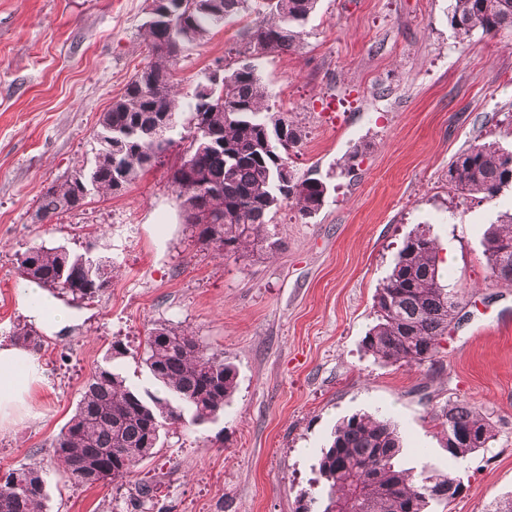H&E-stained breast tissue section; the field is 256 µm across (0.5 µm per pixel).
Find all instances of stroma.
I'll return each instance as SVG.
<instances>
[{
  "label": "stroma",
  "mask_w": 512,
  "mask_h": 512,
  "mask_svg": "<svg viewBox=\"0 0 512 512\" xmlns=\"http://www.w3.org/2000/svg\"><path fill=\"white\" fill-rule=\"evenodd\" d=\"M148 0H0V336L24 315L18 252L81 250L102 234L118 272L75 307L64 336L44 339L45 380L31 413L0 430V474L40 466L45 512H298L314 491L334 428L357 413L392 420L406 468L464 472L462 492L433 512H488L512 494V287L489 276L483 234L512 212V189L457 197L448 163L470 144L512 149V30L459 37L449 0H318L299 50L259 68L274 111L305 132L288 164L330 186L314 216L282 203L277 245L227 256L195 241L161 164L123 195H89L51 222L33 221L53 181L92 161L100 114L146 62ZM238 26L185 47L176 74L192 93ZM437 241L456 316L433 361L385 364L363 349L374 295L417 227ZM192 330L234 366L237 389L215 422L168 427L129 481L74 487L51 442L114 341L136 387L152 386L138 356L153 324ZM466 401L490 424L485 450L448 456L443 409ZM153 497L137 502L139 481Z\"/></svg>",
  "instance_id": "1"
}]
</instances>
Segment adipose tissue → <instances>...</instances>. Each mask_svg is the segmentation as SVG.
<instances>
[{
    "label": "adipose tissue",
    "instance_id": "adipose-tissue-1",
    "mask_svg": "<svg viewBox=\"0 0 512 512\" xmlns=\"http://www.w3.org/2000/svg\"><path fill=\"white\" fill-rule=\"evenodd\" d=\"M17 301L29 323L47 336L65 331L73 322L69 308L33 283H22ZM43 378L44 366L37 352L0 338V429L28 414L31 391Z\"/></svg>",
    "mask_w": 512,
    "mask_h": 512
}]
</instances>
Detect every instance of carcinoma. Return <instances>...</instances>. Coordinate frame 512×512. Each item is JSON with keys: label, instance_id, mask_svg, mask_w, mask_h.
<instances>
[{"label": "carcinoma", "instance_id": "cac0c4a2", "mask_svg": "<svg viewBox=\"0 0 512 512\" xmlns=\"http://www.w3.org/2000/svg\"><path fill=\"white\" fill-rule=\"evenodd\" d=\"M316 5L317 0H152L141 26L146 63L99 118L98 160L81 185L69 174L52 182L38 196L35 213L51 219L80 209L93 192L120 195L114 183L130 187L174 144L171 137L164 143L142 138L110 151L103 146L109 134L166 123L169 132L178 129L180 139L188 140L198 114L204 133L222 146L197 143L188 165L171 170V183L185 224L200 244L241 255L269 238V224L283 201L303 218L318 212L328 193L322 178L298 176L291 185L281 179L280 169L301 147L304 132L288 113H271L258 74L261 58L247 56L253 42L264 45L268 56L300 48L302 27ZM166 9L175 14L172 28L161 19ZM245 16L253 20L243 27L240 45L215 61L224 67V80L213 92L224 102L207 104L197 87L183 95L174 79L181 50L205 43L214 31ZM450 22L462 36L512 30V0H452ZM274 117L288 125L286 145L268 133ZM509 172L512 151L477 142L449 164L448 185L462 196L493 199ZM98 251L97 238L90 236L81 252L64 245L33 246L18 253L16 263L23 280L78 304L102 295L112 282L115 264ZM484 253L490 278L512 286V214L491 225ZM454 300L453 290L441 281L434 239L424 229L414 231L376 291V323L364 336L365 351L386 364L432 360L447 333ZM11 338L41 347L37 330L26 323L13 326ZM126 356V346L113 342L106 366L86 381L74 414L52 442L75 485L94 487L130 477L162 444L166 426L215 420L236 389L235 368L182 326L159 323L145 337L142 361L156 392L128 383L119 366ZM442 419L444 426L479 437L472 448H448L453 459L483 450L493 438L490 424L466 402L442 412ZM402 453L400 432L391 421L367 413L350 416L336 426L319 458L322 488L301 499L299 512H335L337 502L358 488L363 512H428L432 503L455 499L464 484L461 471L436 473L426 465L418 472L405 469L398 464ZM46 498L43 471L20 467L0 475V512H42Z\"/></svg>", "mask_w": 512, "mask_h": 512}]
</instances>
